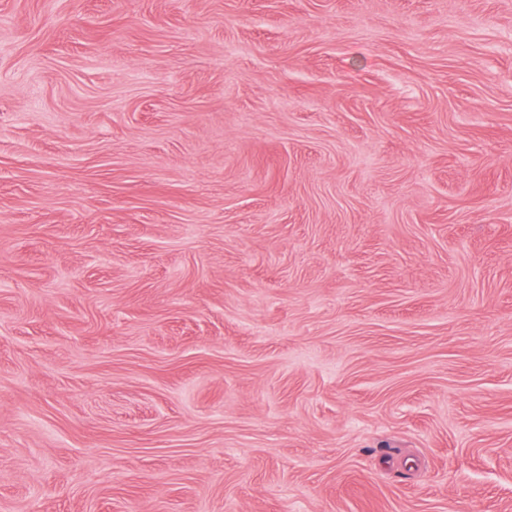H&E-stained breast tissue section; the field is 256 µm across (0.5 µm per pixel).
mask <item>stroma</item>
<instances>
[{
  "instance_id": "1",
  "label": "stroma",
  "mask_w": 512,
  "mask_h": 512,
  "mask_svg": "<svg viewBox=\"0 0 512 512\" xmlns=\"http://www.w3.org/2000/svg\"><path fill=\"white\" fill-rule=\"evenodd\" d=\"M0 512H512V0H0Z\"/></svg>"
}]
</instances>
